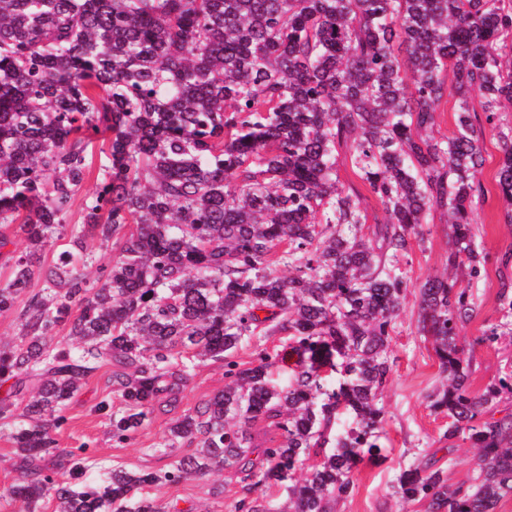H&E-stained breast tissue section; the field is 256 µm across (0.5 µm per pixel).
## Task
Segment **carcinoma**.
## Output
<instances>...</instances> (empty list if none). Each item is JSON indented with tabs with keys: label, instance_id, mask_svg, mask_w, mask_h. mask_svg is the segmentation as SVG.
Instances as JSON below:
<instances>
[{
	"label": "carcinoma",
	"instance_id": "cac0c4a2",
	"mask_svg": "<svg viewBox=\"0 0 512 512\" xmlns=\"http://www.w3.org/2000/svg\"><path fill=\"white\" fill-rule=\"evenodd\" d=\"M450 97L456 131L437 136ZM488 130L512 224V0H0V225H20L32 251L53 246L98 135L110 165L69 246L135 225L101 282L87 279L89 255L36 270L22 252L0 287L5 311L44 283L0 354L13 393L36 383L0 498L21 512L45 500L55 512H161L138 490L232 469L248 492L288 483L291 512H329L354 467L380 458L379 395L408 288L399 263L433 213L450 224L448 267L480 276ZM342 157L381 207L377 246L361 234L360 198L339 185ZM416 303L448 377L430 407L448 416V438L476 449L478 474L450 490L441 470L411 465L395 494L431 512H497L512 496V413H490L512 373L471 389L458 344L475 312L470 285L435 276ZM262 325L288 334L282 358L297 356L284 382L265 353L248 368L234 360ZM185 353L224 360L230 378L155 448L196 452L161 472L114 468L96 486L59 481L81 460L53 448L48 423L83 382L121 369L125 409L109 414L120 442L188 381ZM259 423L281 440L256 462Z\"/></svg>",
	"mask_w": 512,
	"mask_h": 512
}]
</instances>
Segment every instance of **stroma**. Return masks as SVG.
<instances>
[{
    "instance_id": "stroma-1",
    "label": "stroma",
    "mask_w": 512,
    "mask_h": 512,
    "mask_svg": "<svg viewBox=\"0 0 512 512\" xmlns=\"http://www.w3.org/2000/svg\"><path fill=\"white\" fill-rule=\"evenodd\" d=\"M483 149L486 163L481 180L487 197L476 217L475 240L486 256V263L481 277L472 285L477 298L476 315L459 336L470 381L476 390L497 383L500 377L512 372V317L504 314L499 303L500 291L512 290V224L503 219L506 204L494 180L501 157L496 139L485 137ZM449 247L448 226L444 216L438 214L433 224L426 226L423 240L413 241L408 256L400 263L409 288L391 332L393 370L381 396L385 459L359 464L352 473L351 492L333 503L331 512H428L427 503L403 507L393 494L401 467L413 463L440 468L452 488L474 474V451L469 443L444 438L448 418L428 406L427 396L439 387L443 373L432 338L417 329V288L428 277L444 270ZM495 325L506 328V335L481 342L482 332ZM110 375L107 366L92 375L67 407L64 422L50 431L58 451L83 446L94 451L93 466L73 474L62 473V480L92 484L104 469L112 466L132 471L166 467L168 458L155 453V446L177 419L222 391L226 381L223 361L199 362L192 378L178 393L164 398L130 439L118 443L112 439L108 418L93 410L100 400L120 396ZM143 492L161 506L177 503L183 512H238L240 500L248 495L263 505L280 504L286 498L284 490L278 487L245 492L239 476L230 470L194 475L176 485L147 486Z\"/></svg>"
}]
</instances>
